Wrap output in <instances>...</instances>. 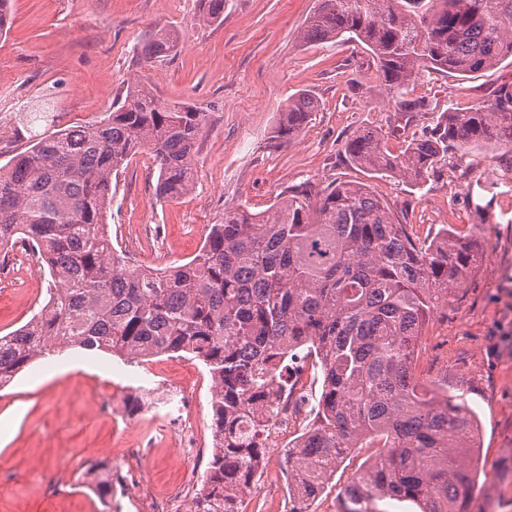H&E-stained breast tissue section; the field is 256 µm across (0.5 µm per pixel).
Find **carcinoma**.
Returning <instances> with one entry per match:
<instances>
[{"instance_id":"obj_1","label":"carcinoma","mask_w":512,"mask_h":512,"mask_svg":"<svg viewBox=\"0 0 512 512\" xmlns=\"http://www.w3.org/2000/svg\"><path fill=\"white\" fill-rule=\"evenodd\" d=\"M205 24L224 20V0H199ZM302 38L343 39L373 54L388 97L402 112L423 69L467 76L512 60V0H319ZM178 38L158 28L143 43L152 60ZM302 93L282 109L277 138L296 136L317 111ZM211 113L166 104L142 82L93 122L39 138L0 170V259L4 246H34L48 271V297L19 328L0 334V388L65 348L126 363L189 355L211 380L213 446L188 512H236L264 460L263 420L274 413L288 359L317 356L322 391L314 423L288 449L293 474L305 448L336 471L346 453L372 439L378 455L336 496V512H388L396 501L419 512H468L478 480L476 415L465 401L420 382L415 356L424 325L473 273L483 255L478 226L441 225L420 240L391 206L355 182L309 183L267 210L224 208L189 261L134 268L112 244L107 214L112 177L140 152L158 171L156 198L195 186V158ZM492 148L512 154V88L468 112H443L430 133L394 155L362 129L346 144L359 166L426 180L443 158ZM512 186L484 168L467 187L484 210ZM87 486L112 512V465L96 461ZM328 479L295 489L311 505Z\"/></svg>"}]
</instances>
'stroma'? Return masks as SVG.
Returning <instances> with one entry per match:
<instances>
[{"label": "stroma", "instance_id": "stroma-1", "mask_svg": "<svg viewBox=\"0 0 512 512\" xmlns=\"http://www.w3.org/2000/svg\"><path fill=\"white\" fill-rule=\"evenodd\" d=\"M318 0H224V20L199 21L198 0H11V26L0 33V167L34 141L97 119L142 80L167 103L191 102L213 112L196 160L193 191L155 198L158 171L148 153L131 158L112 182L107 217L112 243L165 267L188 261L208 225L225 207L269 208L305 182L365 183L386 200L412 236L442 224L466 231L482 223L485 256L434 315L418 344L416 372L440 393L464 395L475 411L482 464L469 512H512V198L495 199L478 218L465 185L497 157L482 150L441 161L413 186L354 165L346 144L354 132L377 131L391 152L433 127L440 112L491 101L512 83V64L466 77L421 72L408 96L428 108L405 114L388 102L376 64L363 46L309 43L306 20ZM179 35L175 50L152 61L141 55L154 28ZM306 93L319 104L287 142L274 138L289 97ZM0 275V333L25 323L38 307L31 291L41 270L9 257ZM202 363L160 356L135 365L75 349L30 367L0 390V512H101L79 481L88 461L141 472L159 491L182 488L175 448L115 456L126 415L125 397L147 395L161 380H202ZM69 456L67 472L55 463Z\"/></svg>", "mask_w": 512, "mask_h": 512}]
</instances>
